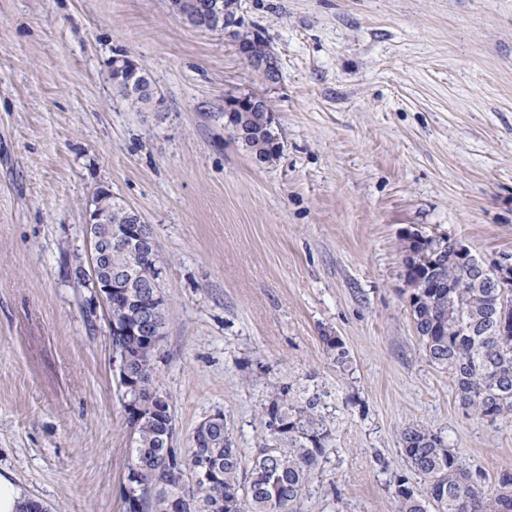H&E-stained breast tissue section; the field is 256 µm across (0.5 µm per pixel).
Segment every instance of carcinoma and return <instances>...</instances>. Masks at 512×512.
I'll use <instances>...</instances> for the list:
<instances>
[{"label": "carcinoma", "mask_w": 512, "mask_h": 512, "mask_svg": "<svg viewBox=\"0 0 512 512\" xmlns=\"http://www.w3.org/2000/svg\"><path fill=\"white\" fill-rule=\"evenodd\" d=\"M246 117L258 136L247 149L264 150L269 160L275 157L271 140L263 136L265 114L248 112ZM437 249L444 256L435 264H420L407 273L413 325L429 361L453 375L463 405L495 422L512 414V288H463L464 276L483 280L493 271L465 272L447 239L408 237V254L429 255ZM129 312L126 300L114 299L109 319L122 323ZM323 343L336 367L347 371L351 359L343 340L326 335ZM112 348L121 357L135 356L132 365L147 404L130 438L124 477L137 476L132 491L144 512H170L171 502L184 495L189 497L187 512H295L332 437L319 411L320 395L298 401L289 388L273 387L262 413L269 443L249 461L227 427L208 442L193 435L190 448L179 455L158 447L165 419L148 407L165 396L156 384L158 348L138 336L114 338ZM401 445L407 468L421 479L423 490L404 475L395 478L392 495L399 512H512L511 471L500 475L497 486L487 487L423 423L404 429Z\"/></svg>", "instance_id": "carcinoma-1"}]
</instances>
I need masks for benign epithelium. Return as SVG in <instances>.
<instances>
[{"mask_svg": "<svg viewBox=\"0 0 512 512\" xmlns=\"http://www.w3.org/2000/svg\"><path fill=\"white\" fill-rule=\"evenodd\" d=\"M240 0H181L176 12L185 23L201 30H207L217 24L224 27V36L231 39L238 55L248 67L265 71L270 84L280 82V71L271 41L260 33L249 41H240L233 37L242 17L239 15ZM112 75L117 80H125L129 88L146 99L155 96L156 88L148 79L135 58L124 51L112 56ZM267 99L260 95L244 94L228 98L224 102V127L233 138L244 141L249 133L244 126L236 122L239 113L258 109ZM112 207L106 204L104 191L96 192L85 207L86 225L107 224ZM121 241L132 254L133 262L126 267L102 269V261L112 252V240L91 239L90 280L93 283L94 297L106 306L112 305V295L122 294L133 304L131 318L120 326L110 327L114 336H148L160 343L162 328L158 321L160 304L166 302L165 295L154 291L138 280V269L149 266L155 276L163 278V264L157 255L155 239L138 211L127 209V224L122 226ZM117 381L125 388V411H139L140 397L137 384L132 381L123 365L114 362Z\"/></svg>", "mask_w": 512, "mask_h": 512, "instance_id": "obj_1", "label": "benign epithelium"}]
</instances>
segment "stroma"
<instances>
[{
  "mask_svg": "<svg viewBox=\"0 0 512 512\" xmlns=\"http://www.w3.org/2000/svg\"><path fill=\"white\" fill-rule=\"evenodd\" d=\"M241 14L270 39L278 85L168 0H0V472L51 512H124L108 313L74 275L85 205L106 189L160 246L157 383L178 451L220 412L251 457L276 384L320 394L333 428L297 512H398L390 484L416 421L495 486L512 416L474 417L427 359L404 245L512 260V0H242ZM119 51L159 111L116 93ZM240 92L272 103V162L224 128ZM112 75L117 80H125L129 88L146 99L153 97L156 102V88L148 79L135 58L127 52L119 51L112 56ZM323 343L326 347L328 357L336 364L341 371H347L351 365L350 352L345 343L337 336H323Z\"/></svg>",
  "mask_w": 512,
  "mask_h": 512,
  "instance_id": "1",
  "label": "stroma"
}]
</instances>
